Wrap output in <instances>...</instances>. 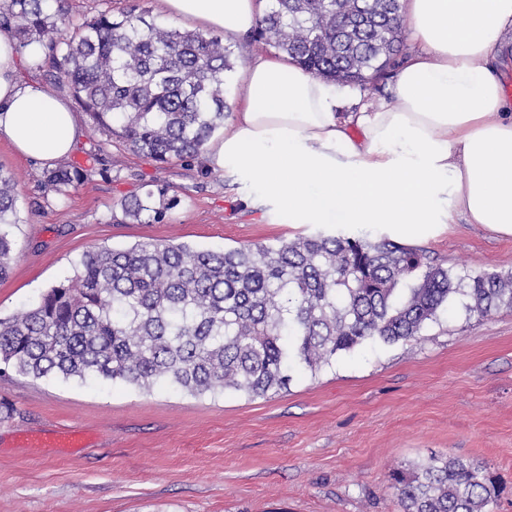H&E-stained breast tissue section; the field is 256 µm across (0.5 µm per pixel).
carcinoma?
Segmentation results:
<instances>
[{"label":"carcinoma","instance_id":"carcinoma-1","mask_svg":"<svg viewBox=\"0 0 512 512\" xmlns=\"http://www.w3.org/2000/svg\"><path fill=\"white\" fill-rule=\"evenodd\" d=\"M253 38L312 74L365 88L403 42L400 0H271ZM47 0H5L0 32L67 87L100 129L161 163L195 159L224 127V41L147 21L132 8L101 10L74 35L57 36ZM83 170L46 173L63 201ZM151 190L123 204L150 224L164 207ZM19 224L12 176L0 167V281L15 260ZM485 318L512 308V273L457 275L417 249L381 238L315 235L222 251L143 242L95 247L73 275L16 314L0 318V372L34 379L168 381L194 396L288 389L290 371L315 373L367 340L407 342L451 300ZM403 512H493L502 488L487 468L432 456L395 470Z\"/></svg>","mask_w":512,"mask_h":512}]
</instances>
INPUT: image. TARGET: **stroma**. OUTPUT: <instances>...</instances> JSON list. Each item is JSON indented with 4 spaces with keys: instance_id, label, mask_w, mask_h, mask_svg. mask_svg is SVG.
Masks as SVG:
<instances>
[{
    "instance_id": "obj_1",
    "label": "stroma",
    "mask_w": 512,
    "mask_h": 512,
    "mask_svg": "<svg viewBox=\"0 0 512 512\" xmlns=\"http://www.w3.org/2000/svg\"><path fill=\"white\" fill-rule=\"evenodd\" d=\"M171 25L158 0H52L71 35L107 8L132 5ZM85 136L69 158L85 169L57 202L45 169L0 140V167L16 185V260L0 281V315L37 301L95 246L144 241L205 250L278 244L316 233L379 238L378 224L283 223L259 184L202 160L160 165L99 130L79 111ZM167 187L161 222H125L121 205ZM453 272L512 273V237L452 224L420 245ZM0 512H402L397 469L439 455L482 463L512 512V308L485 319L445 308L417 340L366 342L318 372H293L272 397L193 396L158 383L80 384L0 374ZM77 427L85 447L28 448L25 430Z\"/></svg>"
}]
</instances>
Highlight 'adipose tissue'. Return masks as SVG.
Segmentation results:
<instances>
[{"label": "adipose tissue", "instance_id": "ef3b65f1", "mask_svg": "<svg viewBox=\"0 0 512 512\" xmlns=\"http://www.w3.org/2000/svg\"><path fill=\"white\" fill-rule=\"evenodd\" d=\"M171 18L238 40L265 0H158ZM417 49L393 104L345 111L350 86L284 55L257 54L242 95L207 154L212 170L257 181L285 223L381 224L410 246L464 216L512 236V0H401ZM24 54L0 32V139L44 166L69 157L85 130L69 102L19 77Z\"/></svg>", "mask_w": 512, "mask_h": 512}]
</instances>
